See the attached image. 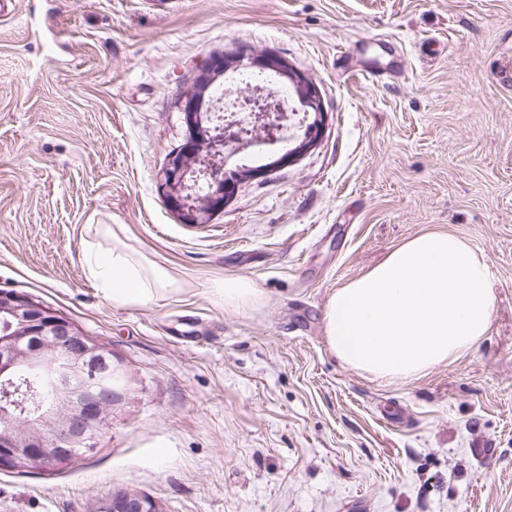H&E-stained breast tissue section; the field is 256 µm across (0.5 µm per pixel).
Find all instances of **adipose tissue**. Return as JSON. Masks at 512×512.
Wrapping results in <instances>:
<instances>
[{"label": "adipose tissue", "instance_id": "adipose-tissue-1", "mask_svg": "<svg viewBox=\"0 0 512 512\" xmlns=\"http://www.w3.org/2000/svg\"><path fill=\"white\" fill-rule=\"evenodd\" d=\"M84 258L113 306L164 301L183 291L173 269L120 242L105 249L87 241ZM211 293L228 311L249 308L262 296L241 276L214 283ZM493 310L484 252L455 234L430 231L337 288L326 304L324 334L345 367L374 379L407 380L471 352L487 336Z\"/></svg>", "mask_w": 512, "mask_h": 512}]
</instances>
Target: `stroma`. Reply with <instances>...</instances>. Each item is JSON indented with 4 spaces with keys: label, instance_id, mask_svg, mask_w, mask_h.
Here are the masks:
<instances>
[{
    "label": "stroma",
    "instance_id": "stroma-1",
    "mask_svg": "<svg viewBox=\"0 0 512 512\" xmlns=\"http://www.w3.org/2000/svg\"><path fill=\"white\" fill-rule=\"evenodd\" d=\"M228 48L312 75L327 129L184 224L159 189L185 136L176 102ZM97 224L102 247L171 266L183 293L112 306L84 268ZM430 230L485 253L488 336L417 379L346 368L328 298ZM224 276L262 301L225 311L207 288ZM1 289L109 346L129 396L69 463L1 468L0 512H97L118 491L163 512H512V0H12Z\"/></svg>",
    "mask_w": 512,
    "mask_h": 512
}]
</instances>
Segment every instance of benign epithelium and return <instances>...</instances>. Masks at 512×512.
<instances>
[{
	"mask_svg": "<svg viewBox=\"0 0 512 512\" xmlns=\"http://www.w3.org/2000/svg\"><path fill=\"white\" fill-rule=\"evenodd\" d=\"M275 74L298 96L308 122L264 166L225 169V148L238 140L233 127L214 124L205 111L211 90L230 72ZM185 126L182 146L170 155L160 188L184 224H205L243 184L299 161L322 140L327 114L320 87L307 73L269 49H235L212 55L178 99ZM210 175L206 188L193 184L197 170ZM112 350L70 320L32 298L0 290V466L46 469L90 447L112 423L125 391ZM98 512H162L144 495L121 491L101 501Z\"/></svg>",
	"mask_w": 512,
	"mask_h": 512,
	"instance_id": "benign-epithelium-1",
	"label": "benign epithelium"
}]
</instances>
